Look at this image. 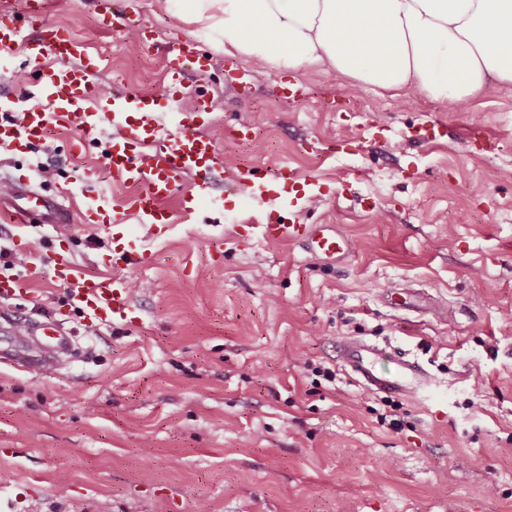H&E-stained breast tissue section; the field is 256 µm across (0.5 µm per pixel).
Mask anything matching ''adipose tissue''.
I'll return each instance as SVG.
<instances>
[{
	"mask_svg": "<svg viewBox=\"0 0 512 512\" xmlns=\"http://www.w3.org/2000/svg\"><path fill=\"white\" fill-rule=\"evenodd\" d=\"M254 64L330 72L350 88L467 108L488 78L512 83V0H184Z\"/></svg>",
	"mask_w": 512,
	"mask_h": 512,
	"instance_id": "obj_1",
	"label": "adipose tissue"
}]
</instances>
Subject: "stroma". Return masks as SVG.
<instances>
[{
  "instance_id": "35a3bbf8",
  "label": "stroma",
  "mask_w": 512,
  "mask_h": 512,
  "mask_svg": "<svg viewBox=\"0 0 512 512\" xmlns=\"http://www.w3.org/2000/svg\"><path fill=\"white\" fill-rule=\"evenodd\" d=\"M50 2L46 24L100 54L103 96L150 94L167 113L207 92L197 123L222 159L214 201L192 221L159 238L134 218L115 228L149 250L141 268L104 265L109 233L76 214L61 234L0 222V249L23 276L22 292L0 299V350L25 349L9 326L18 318L64 320L93 349L55 374L0 364V512H512V84L489 80L461 112L393 91L347 100L332 74L227 61L181 0H112L136 12L147 52L100 29L99 0ZM173 40L213 57L207 73H186L178 104L163 81ZM287 82L296 93H281ZM427 118L443 123L441 141H416ZM240 123L249 138H226ZM71 144L55 128L26 152L0 148V179L27 174L76 208L126 195L103 147ZM285 165L322 196L282 205L281 220L338 225L347 265L238 223L237 171ZM59 252L88 276L135 282L138 324H81L53 273ZM351 336L406 351L434 378L403 399L402 430L379 423L381 395L337 361Z\"/></svg>"
}]
</instances>
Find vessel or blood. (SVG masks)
Instances as JSON below:
<instances>
[{
    "label": "vessel or blood",
    "mask_w": 512,
    "mask_h": 512,
    "mask_svg": "<svg viewBox=\"0 0 512 512\" xmlns=\"http://www.w3.org/2000/svg\"><path fill=\"white\" fill-rule=\"evenodd\" d=\"M101 27L126 32L140 47L148 45L135 19L127 13L103 17ZM18 50L28 59L49 56L53 62L31 72V82L40 89L41 97L37 103L20 109L18 118L9 116L16 108L14 101L0 95V148L20 151L42 141L53 127H64L73 133L77 149L104 145V159L114 178L133 189L118 207L108 205L105 198L94 199L83 213L84 223L107 229L125 224L134 215L160 236L172 224L174 215L195 214L200 204L210 199L212 171L219 161V151L210 137L193 127L197 114L210 109L205 94H196L193 111L179 113L176 128L171 131L162 123L152 96H100L93 80L97 57L88 42L51 27L29 34L23 25L0 23V59ZM166 59V93L174 101L185 94L187 68L202 73L210 64L209 54L182 42L168 45ZM236 183L255 205L257 218L249 226L264 240L297 243L323 262L346 263L351 244L337 225L267 221L268 210L279 207L284 199H301L311 186L310 180L298 178L291 171L262 176L256 169L247 168L237 173ZM106 258L137 267L147 263L148 253L144 246L130 245L108 251ZM54 272L69 286V306L89 325H131L137 321L138 313L130 303L125 279L86 277L64 258L55 263ZM31 334L44 353L76 351L73 332L65 330L59 321L37 323ZM336 352L341 365L358 383L378 393L409 397L427 391L433 384L421 363L402 352L392 354L393 371H380L376 363L383 348L360 338L342 340Z\"/></svg>",
    "instance_id": "vessel-or-blood-1"
}]
</instances>
